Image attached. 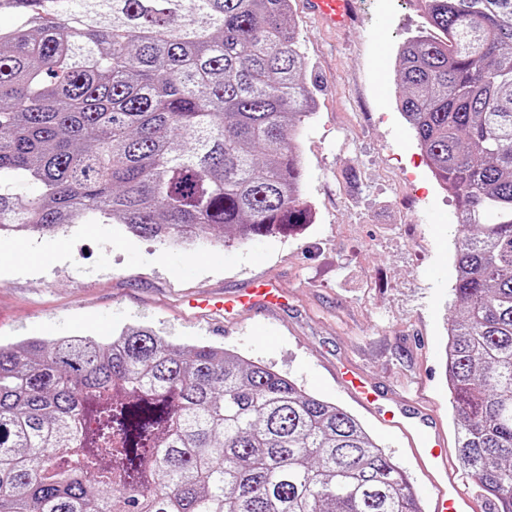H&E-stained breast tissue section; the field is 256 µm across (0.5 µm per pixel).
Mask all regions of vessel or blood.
Segmentation results:
<instances>
[{"mask_svg":"<svg viewBox=\"0 0 512 512\" xmlns=\"http://www.w3.org/2000/svg\"><path fill=\"white\" fill-rule=\"evenodd\" d=\"M353 8V0H310L311 14L334 26L348 24ZM280 299V290L275 283L257 279L235 297L214 301L212 307L230 319L237 315L240 308L261 311ZM342 386L358 400L382 409L388 426L412 436L414 459L429 477L425 495L433 512H478L479 499L471 491L466 473L449 466L444 441L430 414L422 407L418 395H385L367 385L360 374L352 371L346 372Z\"/></svg>","mask_w":512,"mask_h":512,"instance_id":"1","label":"vessel or blood"}]
</instances>
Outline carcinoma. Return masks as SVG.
I'll list each match as a JSON object with an SVG mask.
<instances>
[{
	"label": "carcinoma",
	"mask_w": 512,
	"mask_h": 512,
	"mask_svg": "<svg viewBox=\"0 0 512 512\" xmlns=\"http://www.w3.org/2000/svg\"><path fill=\"white\" fill-rule=\"evenodd\" d=\"M401 114L460 207L458 459L512 512V0H419ZM0 234L116 222L190 248L313 223L291 0H0ZM35 185L34 196L21 189ZM0 512H422L362 423L150 327L0 346Z\"/></svg>",
	"instance_id": "obj_1"
}]
</instances>
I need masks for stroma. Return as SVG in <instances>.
<instances>
[{
  "label": "stroma",
  "mask_w": 512,
  "mask_h": 512,
  "mask_svg": "<svg viewBox=\"0 0 512 512\" xmlns=\"http://www.w3.org/2000/svg\"><path fill=\"white\" fill-rule=\"evenodd\" d=\"M292 9L314 84L315 113L292 133L313 223L245 243L200 240L187 273L183 248L133 237L121 224L33 234L25 257L0 256V345L147 325L177 344L234 350L355 415L420 495L425 477L407 457L410 440L388 429L377 408L351 399L340 380L350 365L376 389L422 390L446 448L456 451L445 346L460 313L451 292L458 209L396 106L397 51L426 21L411 0H357L354 20L341 28L318 22L307 0H292ZM255 276L277 284L282 305L242 313L229 326L187 304L232 296Z\"/></svg>",
  "instance_id": "35a3bbf8"
}]
</instances>
